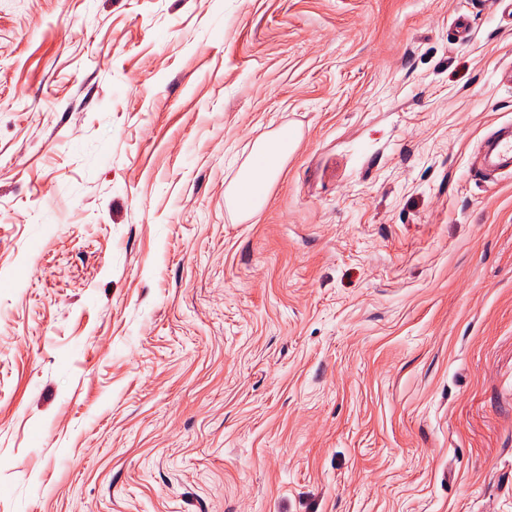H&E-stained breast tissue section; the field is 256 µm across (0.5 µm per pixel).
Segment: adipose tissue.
I'll use <instances>...</instances> for the list:
<instances>
[{"instance_id":"1","label":"adipose tissue","mask_w":512,"mask_h":512,"mask_svg":"<svg viewBox=\"0 0 512 512\" xmlns=\"http://www.w3.org/2000/svg\"><path fill=\"white\" fill-rule=\"evenodd\" d=\"M296 135L280 130L256 142L250 159L225 191L229 208L247 219L262 209L271 185L293 150Z\"/></svg>"}]
</instances>
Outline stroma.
Returning a JSON list of instances; mask_svg holds the SVG:
<instances>
[{"instance_id": "obj_1", "label": "stroma", "mask_w": 512, "mask_h": 512, "mask_svg": "<svg viewBox=\"0 0 512 512\" xmlns=\"http://www.w3.org/2000/svg\"><path fill=\"white\" fill-rule=\"evenodd\" d=\"M510 120L485 0H0V512H512ZM480 172L486 179L512 174V123L489 133L479 151ZM296 135L280 130L256 142L250 159L225 191L227 206L248 219L262 209L271 185L293 150Z\"/></svg>"}]
</instances>
